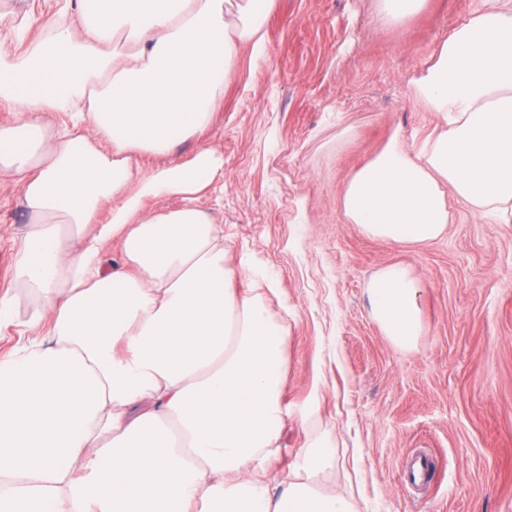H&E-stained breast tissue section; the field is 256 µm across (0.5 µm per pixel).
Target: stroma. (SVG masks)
I'll use <instances>...</instances> for the list:
<instances>
[{
    "label": "stroma",
    "instance_id": "1",
    "mask_svg": "<svg viewBox=\"0 0 512 512\" xmlns=\"http://www.w3.org/2000/svg\"><path fill=\"white\" fill-rule=\"evenodd\" d=\"M487 6L423 0L394 19L381 0H275L263 50L242 48L227 76L205 135L224 153V182L200 205L249 273L239 288H279L267 304L289 331V414L272 492L321 438L337 464L320 489L348 493L355 512H512V223L455 200L447 232L413 245L368 237L340 204L344 181L392 135L413 149L439 125L414 82ZM0 15L23 26L0 43L19 54L43 40L45 19L75 18L68 0H0ZM26 222L1 186L0 293L18 291ZM395 263L423 285V332L406 351L367 296Z\"/></svg>",
    "mask_w": 512,
    "mask_h": 512
}]
</instances>
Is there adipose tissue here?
<instances>
[{"label": "adipose tissue", "instance_id": "ef3b65f1", "mask_svg": "<svg viewBox=\"0 0 512 512\" xmlns=\"http://www.w3.org/2000/svg\"><path fill=\"white\" fill-rule=\"evenodd\" d=\"M273 3L76 0L78 25L48 19L35 48L0 52V101L15 112L0 126V177L29 215L14 276L42 301L21 322L0 294V326L29 333L0 360V512H355L320 491L335 458L319 440L271 494L288 329L260 289H235L246 271L199 206L224 177L202 137L239 49H262ZM415 91L440 124L349 177V222L425 245L452 223V194L511 223L512 0L455 28ZM190 138L196 151L173 156ZM147 156L161 160L148 173ZM171 197L180 206L145 208ZM115 241L122 264L106 274ZM368 293L385 336L413 348L415 272L388 265Z\"/></svg>", "mask_w": 512, "mask_h": 512}]
</instances>
